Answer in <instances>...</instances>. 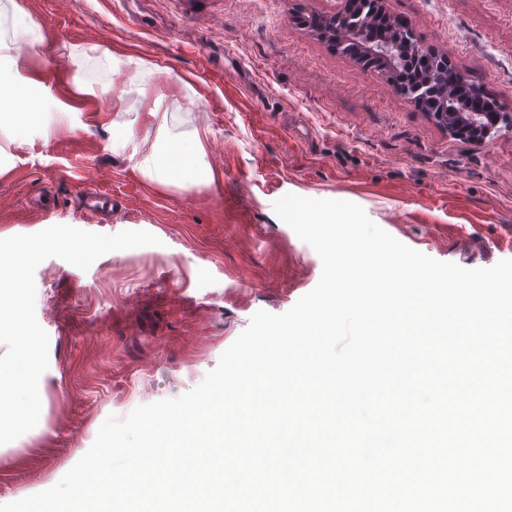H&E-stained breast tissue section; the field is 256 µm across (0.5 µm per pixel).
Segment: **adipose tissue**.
Instances as JSON below:
<instances>
[{
    "mask_svg": "<svg viewBox=\"0 0 512 512\" xmlns=\"http://www.w3.org/2000/svg\"><path fill=\"white\" fill-rule=\"evenodd\" d=\"M39 42L30 21L20 13L16 0H0V129H8L16 142L28 139L40 113L49 111L50 93L45 84L21 75ZM76 67L74 83L84 94H96L115 62L108 53L84 49L71 54ZM159 153L146 164L147 177L165 186L213 184L214 176L201 162L198 136L173 135L167 122L157 128Z\"/></svg>",
    "mask_w": 512,
    "mask_h": 512,
    "instance_id": "obj_1",
    "label": "adipose tissue"
}]
</instances>
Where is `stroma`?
Wrapping results in <instances>:
<instances>
[{
	"mask_svg": "<svg viewBox=\"0 0 512 512\" xmlns=\"http://www.w3.org/2000/svg\"><path fill=\"white\" fill-rule=\"evenodd\" d=\"M42 44L23 75L61 103L22 146L0 135V238L57 224L157 246L113 251L88 270L53 257L35 271L49 337L37 426L0 445V504L54 486L108 416L197 386L259 310L281 314L318 283L322 262L275 214L279 196L354 202L407 246L472 269L512 259V127L456 140L373 70L298 15L343 0H17ZM417 42L512 107V0H385ZM111 54L172 80L145 97L78 93L70 52ZM188 83L176 133L197 131L210 187H166L140 167L157 152L158 94ZM134 125L123 134L122 121ZM104 171L119 207L86 222L78 186ZM40 195L48 208L28 207Z\"/></svg>",
	"mask_w": 512,
	"mask_h": 512,
	"instance_id": "1",
	"label": "stroma"
}]
</instances>
